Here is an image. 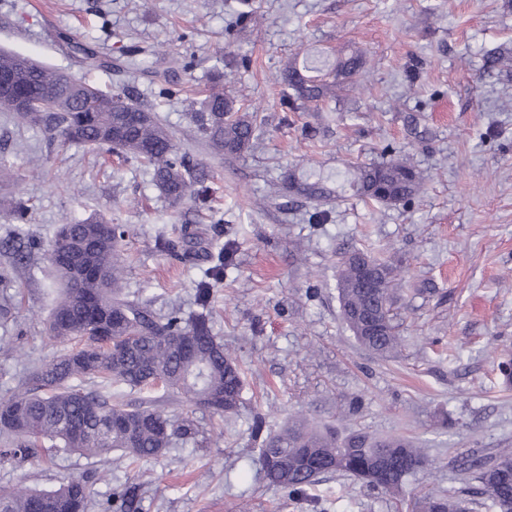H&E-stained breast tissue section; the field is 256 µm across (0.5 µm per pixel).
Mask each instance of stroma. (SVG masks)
I'll return each instance as SVG.
<instances>
[{"mask_svg":"<svg viewBox=\"0 0 512 512\" xmlns=\"http://www.w3.org/2000/svg\"><path fill=\"white\" fill-rule=\"evenodd\" d=\"M256 24L227 37L237 0H0V48L79 74L59 42L90 44L112 67L92 72L102 89L126 90L152 109L183 151L209 171L207 207L171 204L138 162L104 149L61 145L51 132L0 112V239L16 198L28 201L34 245L12 269L14 317L0 319V397L61 348L47 334L54 270L46 258L57 227L99 216L127 225L126 292L158 314L193 308L195 283L228 249L212 287L213 332L244 372L237 413L207 411L157 391H125L171 416L191 414L207 443L171 449L132 467L44 447L38 457L0 464V488L50 489L90 477L89 512H104L126 487L137 512H408L428 490L464 492L473 512H492L484 487L462 462L512 448V73L484 70L493 48L512 49V0H253ZM358 46L371 70L317 112L282 107L278 75L290 58L333 62ZM149 54L150 73L127 65ZM248 61L224 83L253 111L258 138L238 157L212 155L190 134L187 105L203 99L225 54ZM414 158L426 184L411 204L383 207L358 196L350 164ZM326 178L310 200L287 189ZM326 211L313 224L309 216ZM205 251L184 262L158 239L183 232ZM364 250L407 270L400 346L387 357L353 337L340 314L336 263ZM303 415L339 434L362 429L422 448L425 471L402 500L341 475L300 497L268 484L251 435L255 417L277 432Z\"/></svg>","mask_w":512,"mask_h":512,"instance_id":"stroma-1","label":"stroma"}]
</instances>
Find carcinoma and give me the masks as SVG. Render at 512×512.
<instances>
[{"mask_svg": "<svg viewBox=\"0 0 512 512\" xmlns=\"http://www.w3.org/2000/svg\"><path fill=\"white\" fill-rule=\"evenodd\" d=\"M81 68L88 73L108 66V60L82 50ZM367 57L359 50L336 57L329 65L288 62L280 81L288 88L285 104L293 112L336 98V93L357 84L366 72ZM0 73L15 74L18 85L0 91V112H9L20 124L42 126L59 134L63 143L89 149L109 148L136 159L152 171L161 192L174 202L200 200L204 189L196 165L180 150L175 136L149 108L125 92L104 91L83 76L71 75L83 90L74 99L59 91L61 72L32 58L0 51ZM31 104L26 110L19 99ZM197 132L219 156L239 155L255 137L252 116L238 106L216 75L199 108L193 109ZM354 182L365 198L385 205L411 201L423 189V177L413 160L402 157L358 166ZM299 191L318 200L328 193L326 182H302ZM127 229L104 218L90 217L79 224L61 225L51 244L50 261L61 288L49 319V335L59 341L79 338L80 351L66 350L36 369L18 392L0 398V415L14 426L0 425V463L33 457L49 440L59 448L90 456L118 450L131 463L150 461L181 442H196L198 430L189 418H173L150 406H133L89 391L74 381L100 378L130 389L157 385L183 397L199 409L220 418L237 412L245 386L244 376L210 325L211 289L197 284L196 305L201 312L188 318L175 310L157 316L147 305L121 296L123 260L119 242ZM83 246L92 261V273L75 278L72 262L56 257ZM358 255L382 271L381 287H357ZM343 255L337 267L341 313L356 340L380 355L399 344L394 307L405 280L404 270L355 250ZM11 280L0 273V317L10 313L14 295ZM377 325L373 335L358 332L356 319ZM220 398L208 406L204 397ZM288 458V468L278 456ZM264 478L298 496L321 477L350 474L368 487L398 496L405 478L427 467V460L412 442L355 430L343 438L329 427L302 418L288 420L260 448ZM495 512L512 504V451L501 452L488 467H479ZM90 495L85 478H70L50 490L22 487L0 490V512H85ZM411 512H470L458 494L424 492L412 498Z\"/></svg>", "mask_w": 512, "mask_h": 512, "instance_id": "obj_1", "label": "carcinoma"}]
</instances>
